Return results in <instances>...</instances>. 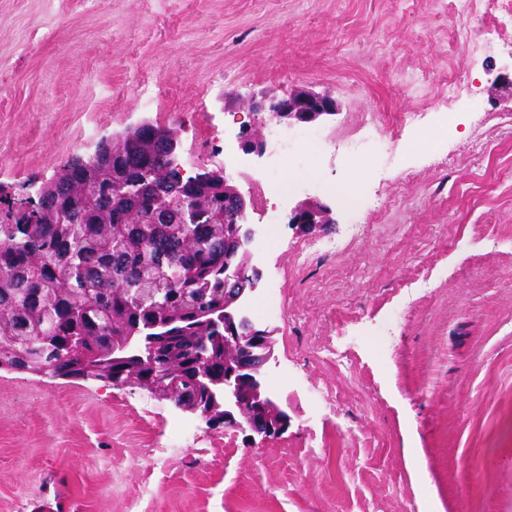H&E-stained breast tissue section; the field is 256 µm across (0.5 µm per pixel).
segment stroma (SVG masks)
Returning a JSON list of instances; mask_svg holds the SVG:
<instances>
[{
  "instance_id": "stroma-1",
  "label": "stroma",
  "mask_w": 512,
  "mask_h": 512,
  "mask_svg": "<svg viewBox=\"0 0 512 512\" xmlns=\"http://www.w3.org/2000/svg\"><path fill=\"white\" fill-rule=\"evenodd\" d=\"M512 49L448 40V0H0V196L22 199L99 139L174 127L185 174L223 167L251 91H329L299 142L229 179L275 225L250 303L290 420L214 428L130 386L0 369V512H512ZM458 76L449 86V76ZM240 99L222 108L221 94ZM456 115L442 133L445 113ZM317 165L290 199L259 180ZM355 189L353 203L337 190ZM315 199L334 218L288 223ZM338 240L336 254L311 243ZM331 210L318 200L306 199L298 202L290 212L288 223L300 234H314L333 224Z\"/></svg>"
}]
</instances>
